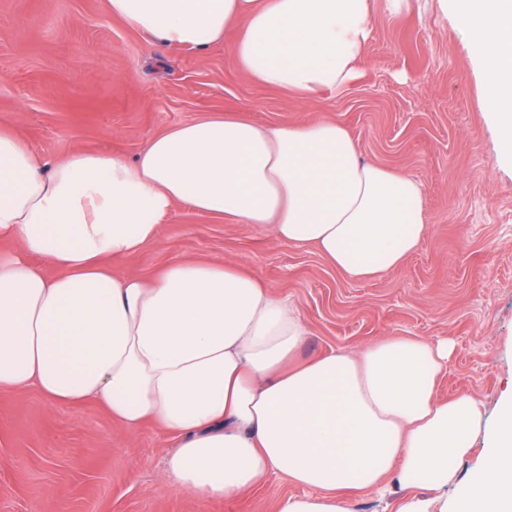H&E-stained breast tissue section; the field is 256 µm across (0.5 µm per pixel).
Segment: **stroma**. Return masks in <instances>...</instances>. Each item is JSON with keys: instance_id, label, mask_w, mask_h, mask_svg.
I'll return each mask as SVG.
<instances>
[{"instance_id": "1", "label": "stroma", "mask_w": 512, "mask_h": 512, "mask_svg": "<svg viewBox=\"0 0 512 512\" xmlns=\"http://www.w3.org/2000/svg\"><path fill=\"white\" fill-rule=\"evenodd\" d=\"M360 76L313 104L257 84L224 44L171 48L106 10V0H0V118L57 162L77 149L134 159L152 137L202 116L246 112L268 126L333 120L362 159L414 177L427 232L397 268L351 280L316 249L277 242L258 224L175 206L158 238L112 260L151 277L183 260L223 261L287 297L308 334L307 360L388 336L448 341L439 398L470 395L483 430L512 396V164L479 104V63L438 0L398 16L370 0ZM175 443L147 425L129 436L95 402L51 406L35 390L0 394V512H278L303 487L270 475L237 497L200 501L176 489Z\"/></svg>"}]
</instances>
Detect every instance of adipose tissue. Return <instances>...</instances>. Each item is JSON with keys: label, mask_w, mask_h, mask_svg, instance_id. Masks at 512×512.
<instances>
[{"label": "adipose tissue", "mask_w": 512, "mask_h": 512, "mask_svg": "<svg viewBox=\"0 0 512 512\" xmlns=\"http://www.w3.org/2000/svg\"><path fill=\"white\" fill-rule=\"evenodd\" d=\"M470 37L480 104L512 162V0H439ZM112 16L176 48L235 39L250 80L312 100L351 86L371 32L369 0H107ZM182 204L276 241L317 249L352 280L398 267L424 237L421 186L360 159L339 123L265 127L208 115L151 138L135 162L76 150L42 163L0 121V392L100 403L128 434L158 424L178 441L172 484L224 499L273 473L305 487L279 512H347L343 492L407 489L397 512H444L480 435V401L439 399L447 342L389 337L296 362L306 326L286 298L215 262L158 275L108 265L155 241ZM53 264L47 277L30 256ZM482 469L455 512H512V398L485 435Z\"/></svg>", "instance_id": "1"}]
</instances>
